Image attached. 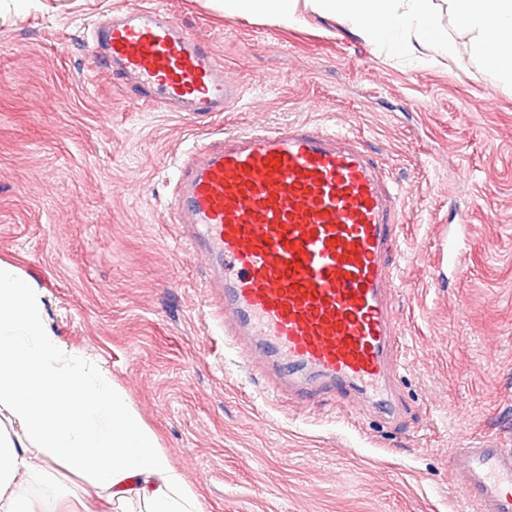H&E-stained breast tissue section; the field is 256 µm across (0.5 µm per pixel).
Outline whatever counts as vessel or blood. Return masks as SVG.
<instances>
[{"mask_svg":"<svg viewBox=\"0 0 512 512\" xmlns=\"http://www.w3.org/2000/svg\"><path fill=\"white\" fill-rule=\"evenodd\" d=\"M99 65L139 101L197 116L232 110L238 86L205 40L151 4L97 21ZM404 195L351 130L291 124L228 132L183 160L170 207L192 249L216 261L208 287L228 336L281 371L280 396H364L400 413L402 326L389 304ZM455 481L480 512H512V448H456Z\"/></svg>","mask_w":512,"mask_h":512,"instance_id":"b4317fda","label":"vessel or blood"}]
</instances>
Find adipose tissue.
<instances>
[{
	"instance_id": "obj_1",
	"label": "adipose tissue",
	"mask_w": 512,
	"mask_h": 512,
	"mask_svg": "<svg viewBox=\"0 0 512 512\" xmlns=\"http://www.w3.org/2000/svg\"><path fill=\"white\" fill-rule=\"evenodd\" d=\"M343 19L366 41L416 66L428 47L450 56L454 44L433 0H309ZM299 0H224L228 13L272 15L298 23ZM472 54L512 86V0H448ZM109 500H135L145 512H203L170 454L107 371L52 333L44 294L0 262V512H29L21 487L47 480L53 462Z\"/></svg>"
}]
</instances>
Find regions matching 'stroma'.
Returning <instances> with one entry per match:
<instances>
[{
    "label": "stroma",
    "mask_w": 512,
    "mask_h": 512,
    "mask_svg": "<svg viewBox=\"0 0 512 512\" xmlns=\"http://www.w3.org/2000/svg\"><path fill=\"white\" fill-rule=\"evenodd\" d=\"M140 2L0 0V261L42 289L54 335L109 371L204 512H479L449 456L512 446V86L448 12L453 61L413 66L334 16L288 27L156 0L241 90L231 111L192 116L132 102L97 68L92 22ZM292 123L359 132L405 191L396 422L362 401L274 398L261 351L225 343L212 317L213 259L172 224L193 142ZM461 212L476 242L455 278L439 244Z\"/></svg>",
    "instance_id": "1"
}]
</instances>
